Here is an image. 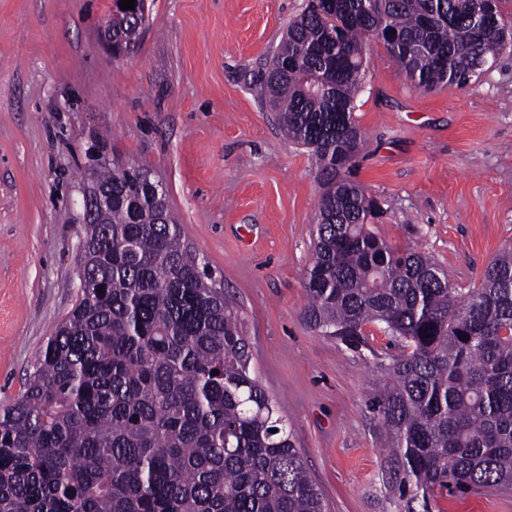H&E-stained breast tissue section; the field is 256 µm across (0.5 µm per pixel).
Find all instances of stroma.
Listing matches in <instances>:
<instances>
[{
	"label": "stroma",
	"instance_id": "stroma-1",
	"mask_svg": "<svg viewBox=\"0 0 512 512\" xmlns=\"http://www.w3.org/2000/svg\"><path fill=\"white\" fill-rule=\"evenodd\" d=\"M307 0H145L130 56L103 55L112 0H0V407L20 393L79 286L87 142L149 167L186 240L239 308L255 373L279 403L326 512H391L386 438L355 351L303 317L322 187L260 80ZM350 174L393 246L479 284L512 246V54L463 87L413 85L378 42L355 99ZM512 512V494H452L435 512Z\"/></svg>",
	"mask_w": 512,
	"mask_h": 512
}]
</instances>
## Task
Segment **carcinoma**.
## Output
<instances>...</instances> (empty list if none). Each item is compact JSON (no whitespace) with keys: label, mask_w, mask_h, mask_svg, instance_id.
I'll list each match as a JSON object with an SVG mask.
<instances>
[{"label":"carcinoma","mask_w":512,"mask_h":512,"mask_svg":"<svg viewBox=\"0 0 512 512\" xmlns=\"http://www.w3.org/2000/svg\"><path fill=\"white\" fill-rule=\"evenodd\" d=\"M496 11L481 29L475 0H310L261 85L324 188L306 321L355 350L374 324L400 349L375 356L368 394L387 438L392 512L512 490V248L463 288L381 238L369 225L379 206L338 166L361 146L353 111L370 40L399 48L392 57L412 84L461 87L482 60L512 50ZM144 12V0L114 5L116 57L137 47ZM81 182L112 206L88 214L74 306L0 410V512H324L252 369L239 311L163 187L117 162Z\"/></svg>","instance_id":"obj_1"}]
</instances>
